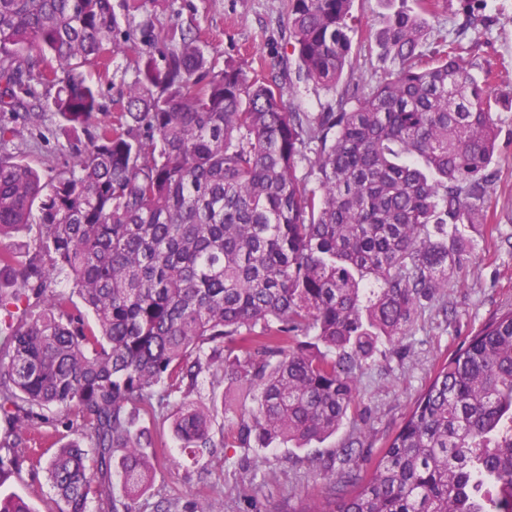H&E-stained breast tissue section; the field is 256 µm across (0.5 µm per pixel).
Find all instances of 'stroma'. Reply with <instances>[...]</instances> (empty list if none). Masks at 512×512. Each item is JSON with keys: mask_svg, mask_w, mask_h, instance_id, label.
I'll use <instances>...</instances> for the list:
<instances>
[{"mask_svg": "<svg viewBox=\"0 0 512 512\" xmlns=\"http://www.w3.org/2000/svg\"><path fill=\"white\" fill-rule=\"evenodd\" d=\"M121 29L143 20L155 25L172 18L191 20L206 34L217 61H234L248 74L276 77L290 85L287 104L303 112H323L335 102L333 93L295 79V57L288 29V0H162L143 12H129L126 0H112ZM417 9V0H353L359 23L353 34L355 67L344 83L366 89L381 76L373 37L385 15ZM491 19L484 41L474 51L477 63L491 62L498 80L493 107L499 127L495 168L497 181L487 207L495 219L466 229L472 252L469 265L455 271L460 286L448 294V311L430 309L400 338L393 351L378 357L361 379L359 397L336 435L308 447L228 448L213 462L193 463L177 445H170L155 466L137 512H162L174 502L180 512L209 501L213 512H301L305 504L324 498L329 481L324 459L341 458L351 450L357 466L370 472L389 438L403 423L438 364L446 360L494 313L512 308V250L503 244L512 236V0H485ZM15 152L43 178L55 176L73 161V147L59 129V118L44 109L40 120L25 113L12 117ZM0 491L24 499L34 512H47L52 492L42 469L23 467L0 485Z\"/></svg>", "mask_w": 512, "mask_h": 512, "instance_id": "35a3bbf8", "label": "stroma"}]
</instances>
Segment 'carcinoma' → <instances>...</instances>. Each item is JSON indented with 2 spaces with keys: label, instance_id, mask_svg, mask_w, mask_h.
Here are the masks:
<instances>
[{
  "label": "carcinoma",
  "instance_id": "obj_1",
  "mask_svg": "<svg viewBox=\"0 0 512 512\" xmlns=\"http://www.w3.org/2000/svg\"><path fill=\"white\" fill-rule=\"evenodd\" d=\"M352 2L289 0L296 74L336 93L327 112L218 66L176 18L128 37L137 79L111 122L95 120L86 67L119 49L112 0H0V114L36 119V88L54 87L63 134L88 136L44 182L7 152L16 130L0 120V480L62 408L78 438L45 462L58 512L91 497L136 512L163 447L145 419L170 422L196 462L226 446L204 381L250 399L236 444L304 448L343 424L381 346L438 302L448 314L450 269L470 259L462 229L488 223L496 179L492 69L479 79L471 60L490 19L460 0L457 38L424 51L421 14L386 15L391 68L339 93ZM35 207L19 265L1 240ZM0 512L34 510L0 493ZM302 512H512V308L436 368L370 475L351 468Z\"/></svg>",
  "mask_w": 512,
  "mask_h": 512
}]
</instances>
